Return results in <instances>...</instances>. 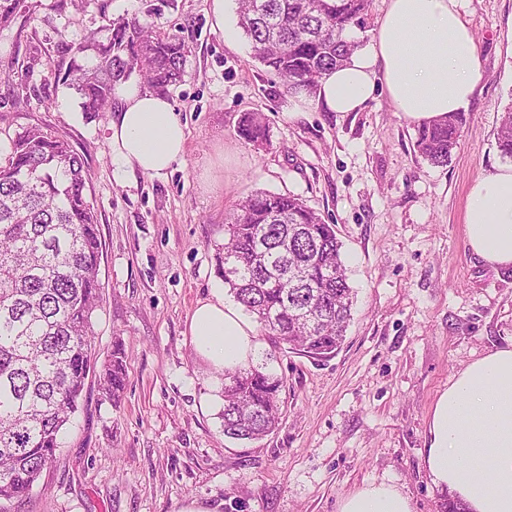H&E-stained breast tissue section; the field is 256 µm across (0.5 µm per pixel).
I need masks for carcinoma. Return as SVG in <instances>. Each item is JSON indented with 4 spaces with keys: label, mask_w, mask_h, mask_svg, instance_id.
Here are the masks:
<instances>
[{
    "label": "carcinoma",
    "mask_w": 512,
    "mask_h": 512,
    "mask_svg": "<svg viewBox=\"0 0 512 512\" xmlns=\"http://www.w3.org/2000/svg\"><path fill=\"white\" fill-rule=\"evenodd\" d=\"M238 27L254 58L289 93L316 94L320 80L359 47L369 0H236ZM23 0H0V27ZM105 43L84 40L72 86L84 112H103L117 84L137 76L159 93L183 80L189 48L146 19L109 23ZM466 119L462 112L417 127L414 146L434 166L448 164ZM239 133L267 143L264 116L246 113ZM512 162V106L496 137ZM79 153L56 133L30 126L15 134L0 165V512H14L54 462L79 409L86 381L98 373L104 399L117 405L127 384L119 342L98 363L93 345L101 300L99 228L86 194ZM224 287L260 324L273 348L315 361L336 356L354 302L336 225L293 195L257 191L224 224L218 252ZM284 378L249 362L224 370V437L252 441L274 432L285 409Z\"/></svg>",
    "instance_id": "1"
}]
</instances>
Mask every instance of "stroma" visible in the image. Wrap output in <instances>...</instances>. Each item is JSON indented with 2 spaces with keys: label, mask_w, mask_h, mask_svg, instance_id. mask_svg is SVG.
Segmentation results:
<instances>
[{
  "label": "stroma",
  "mask_w": 512,
  "mask_h": 512,
  "mask_svg": "<svg viewBox=\"0 0 512 512\" xmlns=\"http://www.w3.org/2000/svg\"><path fill=\"white\" fill-rule=\"evenodd\" d=\"M483 79L448 165L414 148L417 126L376 88L356 112L299 106L252 54L235 0H25L0 27V141L50 127L83 156L100 224L103 284L95 350L126 357L120 405L89 377L82 407L20 512H338L343 498L387 483L412 512H440L423 464L431 407L467 362L512 341V269L465 248L470 184L500 165L496 131L512 105V0H462ZM147 19L190 47L168 95L186 151L163 176H116L112 112H83L63 77L108 21ZM263 113L268 142L237 133ZM256 191L291 194L328 217L343 243L353 319L326 362L272 351L287 411L262 439L225 438L207 402L215 373L186 336L198 300L223 290L216 249L226 217Z\"/></svg>",
  "instance_id": "obj_1"
}]
</instances>
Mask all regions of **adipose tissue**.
<instances>
[{
  "label": "adipose tissue",
  "instance_id": "adipose-tissue-1",
  "mask_svg": "<svg viewBox=\"0 0 512 512\" xmlns=\"http://www.w3.org/2000/svg\"><path fill=\"white\" fill-rule=\"evenodd\" d=\"M461 0H388L369 51L321 79L314 97L330 112H353L383 86L396 112L416 123L465 110L482 78ZM110 131L117 174L165 175L186 149L172 103L137 84L116 86ZM465 246L495 268H512V165L479 175L464 215ZM187 334L216 373L247 362L257 329L221 293L198 302ZM423 463L433 484L468 512H512V343L469 362L437 396ZM339 512H412L408 497L385 484L364 486Z\"/></svg>",
  "mask_w": 512,
  "mask_h": 512
}]
</instances>
